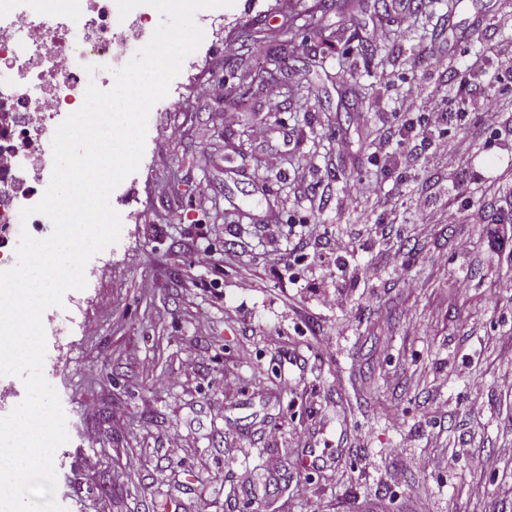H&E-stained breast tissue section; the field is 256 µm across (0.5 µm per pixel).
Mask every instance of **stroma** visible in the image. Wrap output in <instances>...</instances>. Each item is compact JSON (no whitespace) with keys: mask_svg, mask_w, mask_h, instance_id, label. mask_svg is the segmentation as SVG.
I'll list each match as a JSON object with an SVG mask.
<instances>
[{"mask_svg":"<svg viewBox=\"0 0 512 512\" xmlns=\"http://www.w3.org/2000/svg\"><path fill=\"white\" fill-rule=\"evenodd\" d=\"M340 2L209 13L152 107L119 242L43 314L67 512H512L499 60L473 75L496 115L399 135L512 40V0Z\"/></svg>","mask_w":512,"mask_h":512,"instance_id":"obj_1","label":"stroma"}]
</instances>
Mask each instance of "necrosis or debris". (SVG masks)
Segmentation results:
<instances>
[{
	"instance_id": "necrosis-or-debris-1",
	"label": "necrosis or debris",
	"mask_w": 512,
	"mask_h": 512,
	"mask_svg": "<svg viewBox=\"0 0 512 512\" xmlns=\"http://www.w3.org/2000/svg\"><path fill=\"white\" fill-rule=\"evenodd\" d=\"M48 0H0V74L20 70V82L0 86V270L11 268L19 237L13 224L45 238L48 219H21L20 210L42 198L52 170L40 159L42 138L82 103V69L92 66L95 84L112 86V70L125 40L114 27L115 0H79L83 35L53 21Z\"/></svg>"
}]
</instances>
